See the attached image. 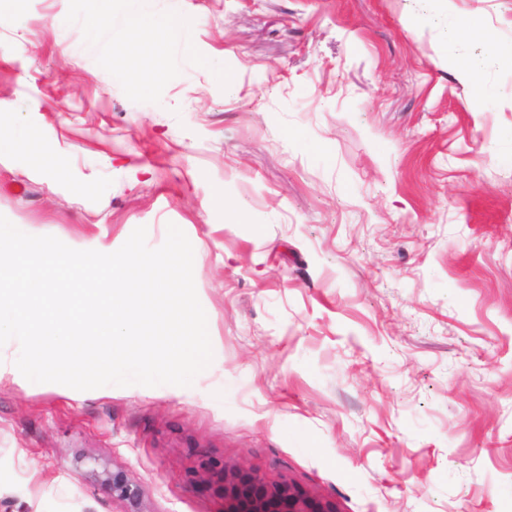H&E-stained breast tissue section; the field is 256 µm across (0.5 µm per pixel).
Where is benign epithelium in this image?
<instances>
[{
  "instance_id": "1",
  "label": "benign epithelium",
  "mask_w": 512,
  "mask_h": 512,
  "mask_svg": "<svg viewBox=\"0 0 512 512\" xmlns=\"http://www.w3.org/2000/svg\"><path fill=\"white\" fill-rule=\"evenodd\" d=\"M99 486L124 502L127 512H149L140 486L127 472L110 463L92 471ZM224 512H338L336 505L291 483L265 482L243 466L224 467L221 478Z\"/></svg>"
}]
</instances>
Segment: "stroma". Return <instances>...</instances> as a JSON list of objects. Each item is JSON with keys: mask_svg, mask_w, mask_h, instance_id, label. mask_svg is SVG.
I'll return each mask as SVG.
<instances>
[{"mask_svg": "<svg viewBox=\"0 0 512 512\" xmlns=\"http://www.w3.org/2000/svg\"><path fill=\"white\" fill-rule=\"evenodd\" d=\"M149 8L190 50L102 30L110 0H0V136L56 148L0 152V214L81 250L181 228L214 358L108 396L0 381V512H126L77 455L150 512H224L199 474L227 465L339 512H512V0ZM92 474L97 484L110 492L113 499L127 505V512L150 511L140 486L123 468L105 462L99 465V469H94Z\"/></svg>", "mask_w": 512, "mask_h": 512, "instance_id": "obj_1", "label": "stroma"}]
</instances>
